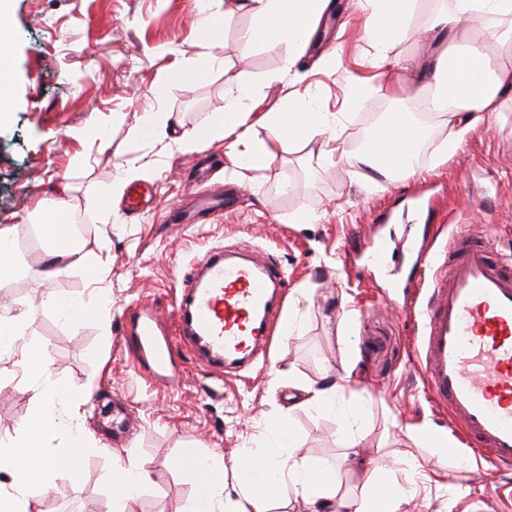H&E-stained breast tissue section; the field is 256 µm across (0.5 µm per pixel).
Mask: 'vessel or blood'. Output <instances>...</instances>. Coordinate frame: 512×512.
<instances>
[{
  "label": "vessel or blood",
  "instance_id": "vessel-or-blood-1",
  "mask_svg": "<svg viewBox=\"0 0 512 512\" xmlns=\"http://www.w3.org/2000/svg\"><path fill=\"white\" fill-rule=\"evenodd\" d=\"M224 191L200 195L176 224H201L222 214ZM417 261L429 286L409 314L427 394L457 423L463 443L495 468L512 467V263L493 261L487 238L453 233L441 252ZM284 272L220 249L182 277L170 316L144 309L132 319L137 358L160 379L172 378L183 349L216 374L251 363L277 330Z\"/></svg>",
  "mask_w": 512,
  "mask_h": 512
}]
</instances>
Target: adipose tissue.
<instances>
[{
	"label": "adipose tissue",
	"instance_id": "1",
	"mask_svg": "<svg viewBox=\"0 0 512 512\" xmlns=\"http://www.w3.org/2000/svg\"><path fill=\"white\" fill-rule=\"evenodd\" d=\"M328 5L329 0H252L245 38L258 46H288L283 68L292 71L296 47L307 41ZM420 6V0H363L360 26L374 75L349 82L347 94L353 107H364L377 89V80L397 67L392 50L412 37ZM431 26L443 31L447 45L421 71L402 78L396 91L408 93L416 84L425 88L417 103L422 111L444 116L448 136L442 153L448 156L471 131L492 122L512 99V0H450L447 10L433 16ZM254 101L253 87L241 84L227 96L223 116L186 132L181 145L191 147L205 138L227 139L234 173L244 179L266 159L265 142L253 135L255 126L261 125L280 132L283 149L303 141L316 145L324 161L336 166L347 163V155L339 149L346 130L340 115L319 107L312 94L289 96L279 109L258 117L253 114ZM379 129L381 139L369 140L358 155L359 163L370 172V181L416 173L411 154L425 133L424 126L394 117L383 120ZM41 240L49 274L75 268L101 270L108 264V256L88 249L71 226L44 224ZM32 391L35 420L17 441L0 445V473L9 471L14 476L10 490H0V512H32L27 488L51 480L58 472L73 480L82 473L84 442L74 438L56 409L57 381L42 376ZM262 457L265 466L251 483L238 476L226 481L222 458H179L178 467L190 471L198 486L191 512H269L272 500L287 495L319 504L322 512H399L408 493L399 483L377 481L360 498H339L335 472L296 448L291 433L282 427L276 428ZM149 480L150 472L139 458L117 461L111 482L119 512H132V503ZM258 482L267 486V496L256 493Z\"/></svg>",
	"mask_w": 512,
	"mask_h": 512
}]
</instances>
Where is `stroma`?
Segmentation results:
<instances>
[{
    "label": "stroma",
    "instance_id": "1",
    "mask_svg": "<svg viewBox=\"0 0 512 512\" xmlns=\"http://www.w3.org/2000/svg\"><path fill=\"white\" fill-rule=\"evenodd\" d=\"M331 2L323 32L288 74L286 46L244 41L250 15L243 9L228 16L223 5L199 0H12L14 87L0 123V227L20 240L57 209L83 217L88 247L109 255L103 272L49 277L40 246L31 245L18 253V273L0 278V306L15 313L30 301L37 307L25 323L32 356L0 359V441L17 439L32 418L30 387L47 369L63 386L62 412L92 446L81 482L58 474L30 488L34 512H113L109 475L116 458L130 454L151 474L135 512H184L197 487L176 467L178 457L219 455L232 473L241 457L269 444L282 407L291 410L285 426L302 452L341 470L343 492L358 496L369 485L367 474L342 466L353 443L390 468H405L412 453L423 474H437L399 512H512V469L480 479L478 459L458 445L447 415L426 394L415 336L400 314L405 259L397 252L364 266L354 249L373 232L399 239L413 224L439 225L447 235L474 224L487 226L495 255L512 257V112L473 130L445 161L442 119L428 115L421 174L378 187L357 162L324 165L302 145L284 152L272 128H256L268 158L243 181L232 173L226 140L176 144L186 130L217 120L242 80L256 85L263 112L308 90L324 109L347 113L353 153L372 119L415 112L413 102L386 89L368 107H352L347 80L365 73L359 9L354 0ZM215 19L221 36L201 38ZM331 55L337 64L330 70L322 61ZM200 56L212 63L205 80H170L171 70ZM149 114L167 118V128L143 132ZM202 166L235 187L234 206L205 224L169 223L171 208L199 190ZM128 168L141 170V184L153 192L136 216L124 214V195L112 193ZM303 213L315 222L297 223ZM216 246L249 251L284 271L282 316L294 318L297 331L278 332L253 369L223 380L183 353L174 359L178 387L146 383L130 358L133 313L169 315L185 270ZM304 288L309 297L301 296ZM62 297L91 307L106 301V322L66 318L56 305ZM343 378L370 401L366 429L355 438L344 411L294 406L301 386ZM423 426L434 431V443L413 444L410 432Z\"/></svg>",
    "mask_w": 512,
    "mask_h": 512
}]
</instances>
